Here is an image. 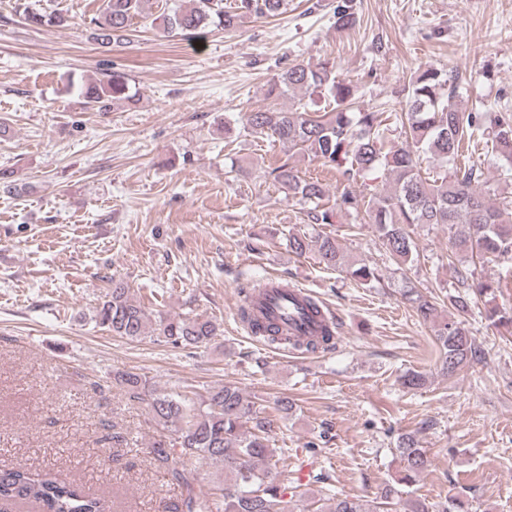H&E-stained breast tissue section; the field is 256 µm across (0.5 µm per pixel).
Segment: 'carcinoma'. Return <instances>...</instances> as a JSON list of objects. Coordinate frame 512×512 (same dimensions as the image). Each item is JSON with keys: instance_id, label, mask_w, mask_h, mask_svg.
I'll list each match as a JSON object with an SVG mask.
<instances>
[{"instance_id": "cac0c4a2", "label": "carcinoma", "mask_w": 512, "mask_h": 512, "mask_svg": "<svg viewBox=\"0 0 512 512\" xmlns=\"http://www.w3.org/2000/svg\"><path fill=\"white\" fill-rule=\"evenodd\" d=\"M146 0H104L103 10L91 19L96 42L109 47L114 40L130 37L132 21L143 16ZM152 18L151 24L165 37L196 38L215 28L234 31L245 18L274 16L285 0H189ZM30 25L60 27L68 19L60 13L43 12L21 2L15 7ZM357 22L352 0L336 6V27L342 30ZM458 77L427 67L414 73L407 85L402 112L395 116L401 140L390 141L391 124L382 113L359 107L354 86L336 75L327 61L317 64L297 62L282 70L268 85L266 97L274 104L250 111L245 117L252 133L288 145V152L268 171V177L282 191L300 197L309 205L311 224H332L337 213L357 220L366 215L374 224L386 253L397 263L408 265L417 258L410 234L414 224H445L448 245L458 287L464 292L448 294V307L460 314L471 310L473 299L496 298L499 284L475 277L474 258L512 263V196L499 197L492 189L482 166L461 161L464 144L474 134L485 138L491 151L512 163V113L462 112L458 109ZM78 94L85 108L108 112L111 106L134 102L124 77L113 74L105 81L83 82ZM327 95L332 109L322 113L312 107L313 96ZM288 100L279 106L276 101ZM436 160L443 173L435 178L422 175L423 156ZM316 161L336 170L341 192L330 197L319 180L300 175L295 158ZM382 172L389 187L369 196L354 189L358 180ZM288 247L298 256L313 250L328 267L344 268L363 285L377 280L375 268L366 263H348L341 244L331 235L292 234ZM255 287L244 296L243 317L251 333L269 346L289 345L301 352H316L333 345L336 323L325 317L326 308L316 299L304 298L305 308L321 319L320 331L312 338L291 340L281 327L262 321L253 313ZM401 296L424 321L436 324L435 339L443 373L452 377L477 359L475 345L465 321L438 320L435 304L414 287L406 286ZM96 323L114 336L131 341L148 336L173 346L201 348L220 335L219 325L201 314L153 315L141 301L130 295L127 284L111 279L95 309ZM132 401H144L150 419L168 429V435L152 444L149 454L168 467L173 481L183 489L182 497L163 504V512H294L287 497L288 475L281 465V452L270 444L274 425L271 413L285 418L295 410L292 399L274 402L273 412L245 396L238 388L224 385L195 401L173 397L146 387L142 376L131 370L113 372ZM434 426L425 421L413 432L398 436L394 448L400 464L398 484L410 486L431 466L429 449L422 447L419 434ZM180 454L211 462L224 468V483L215 487L196 484L191 472L169 466L171 449ZM398 489L385 492L380 500L363 502L357 498L334 497V505L324 510L315 498L313 512H389L390 499ZM0 501H33L39 512H107L106 502L85 493L79 486L50 473L25 468L0 470ZM465 505L452 500L439 509L419 498L403 500L401 512H462Z\"/></svg>"}]
</instances>
